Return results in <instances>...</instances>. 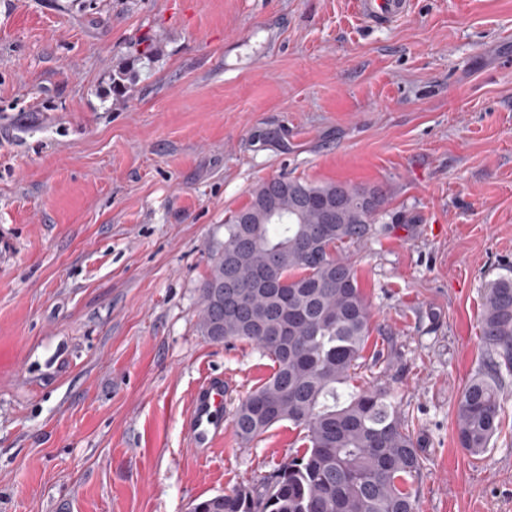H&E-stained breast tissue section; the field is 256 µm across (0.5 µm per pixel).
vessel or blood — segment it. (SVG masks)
Masks as SVG:
<instances>
[{"mask_svg": "<svg viewBox=\"0 0 512 512\" xmlns=\"http://www.w3.org/2000/svg\"><path fill=\"white\" fill-rule=\"evenodd\" d=\"M358 14L378 26L397 22L408 14L411 0H354ZM227 385L222 375H206L194 387L186 415L190 443L198 457L208 456L224 431Z\"/></svg>", "mask_w": 512, "mask_h": 512, "instance_id": "obj_1", "label": "vessel or blood"}]
</instances>
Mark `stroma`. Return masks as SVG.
<instances>
[{"label": "stroma", "instance_id": "obj_1", "mask_svg": "<svg viewBox=\"0 0 512 512\" xmlns=\"http://www.w3.org/2000/svg\"><path fill=\"white\" fill-rule=\"evenodd\" d=\"M383 187L352 247L374 317L353 386L387 382L425 464L418 512H512L505 427L478 459L455 409L512 265V0H0V512H188L302 448L231 421L272 361L196 329L224 224L257 183ZM208 372L233 391L198 459ZM358 14L378 26L397 22L408 14L411 0H354ZM226 400L227 384L221 374L206 375L192 391L186 429L198 457H207L215 440L224 433Z\"/></svg>", "mask_w": 512, "mask_h": 512}]
</instances>
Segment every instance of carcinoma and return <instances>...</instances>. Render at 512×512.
<instances>
[{"mask_svg":"<svg viewBox=\"0 0 512 512\" xmlns=\"http://www.w3.org/2000/svg\"><path fill=\"white\" fill-rule=\"evenodd\" d=\"M386 191L281 177L258 183L224 225V247L200 288L198 332L245 340L273 371L235 408L251 442L289 422L303 452L260 483L196 500L189 512H417L411 483L423 467L409 413L389 386L351 390L370 337L372 309L351 257L375 233ZM336 220L323 223L324 207ZM486 359L455 411L457 441L473 457L501 428V389L512 373V267L485 288Z\"/></svg>","mask_w":512,"mask_h":512,"instance_id":"cac0c4a2","label":"carcinoma"}]
</instances>
